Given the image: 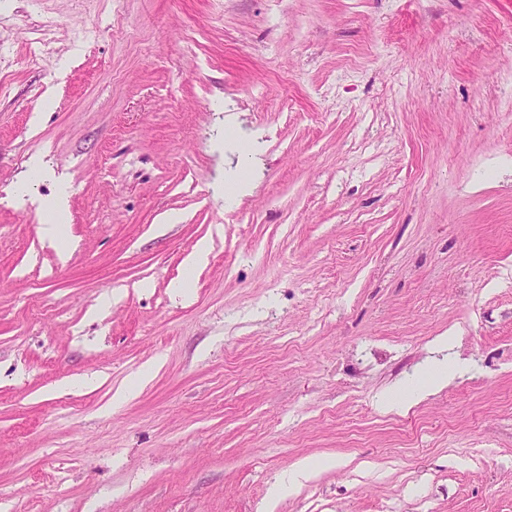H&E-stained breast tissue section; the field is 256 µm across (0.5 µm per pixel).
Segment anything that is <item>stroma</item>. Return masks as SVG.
<instances>
[{
	"label": "stroma",
	"instance_id": "1",
	"mask_svg": "<svg viewBox=\"0 0 512 512\" xmlns=\"http://www.w3.org/2000/svg\"><path fill=\"white\" fill-rule=\"evenodd\" d=\"M0 512H512V0H0ZM49 209L50 210L45 214L46 220L44 222L43 231L46 238L57 247L61 240L65 224H63L57 203L50 202ZM454 334L447 332L438 336L434 342V351L443 354L439 357H430L421 367L424 381L414 390L403 394L396 389L393 396L399 402L407 406L416 405L431 396H434L448 388L467 368L464 360L456 357H448V350L454 346ZM332 463L333 461L328 459L324 461L303 460L294 470L288 473V476L283 478V484H288V489L302 485L317 470L330 467Z\"/></svg>",
	"mask_w": 512,
	"mask_h": 512
}]
</instances>
